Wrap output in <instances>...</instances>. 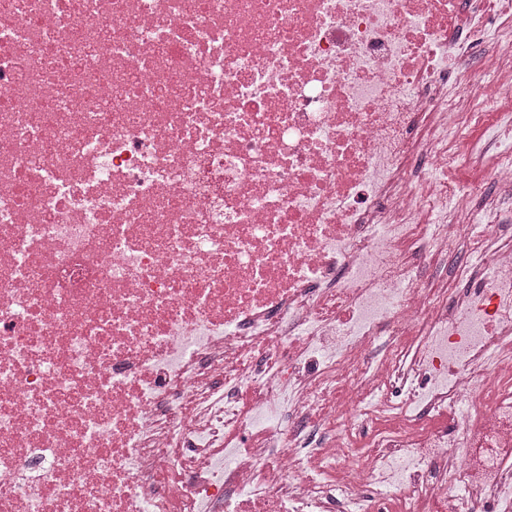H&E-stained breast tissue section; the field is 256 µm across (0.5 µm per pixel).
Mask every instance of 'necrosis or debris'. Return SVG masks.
Listing matches in <instances>:
<instances>
[{
  "instance_id": "1",
  "label": "necrosis or debris",
  "mask_w": 512,
  "mask_h": 512,
  "mask_svg": "<svg viewBox=\"0 0 512 512\" xmlns=\"http://www.w3.org/2000/svg\"><path fill=\"white\" fill-rule=\"evenodd\" d=\"M482 2L0 0V512H512Z\"/></svg>"
}]
</instances>
